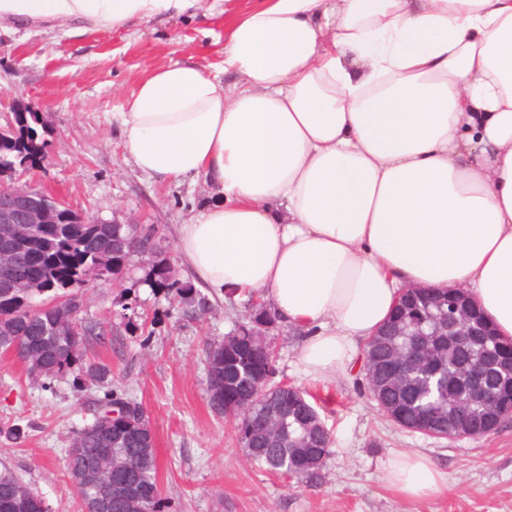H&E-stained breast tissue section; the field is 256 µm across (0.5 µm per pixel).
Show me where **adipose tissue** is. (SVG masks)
<instances>
[{
  "instance_id": "ef3b65f1",
  "label": "adipose tissue",
  "mask_w": 512,
  "mask_h": 512,
  "mask_svg": "<svg viewBox=\"0 0 512 512\" xmlns=\"http://www.w3.org/2000/svg\"><path fill=\"white\" fill-rule=\"evenodd\" d=\"M203 0H0V29L194 14ZM126 158L200 179L177 248L199 285L262 293L327 380L406 286L463 289L512 339V0H256L229 10L221 75L148 68L119 117ZM406 500L441 493L393 459Z\"/></svg>"
}]
</instances>
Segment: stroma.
<instances>
[{"mask_svg": "<svg viewBox=\"0 0 512 512\" xmlns=\"http://www.w3.org/2000/svg\"><path fill=\"white\" fill-rule=\"evenodd\" d=\"M223 60L224 0H206L193 17L133 19L118 29L43 23L1 30L0 124L20 104L46 120L47 152L36 168L17 172L18 182L102 221L155 228L177 278L192 280L177 249L178 227L198 212L208 188L200 179L162 181L136 169L112 116L125 111L146 65L188 61L216 75ZM148 279L135 258L122 278L100 277L81 291L80 316L98 332L86 358L105 365L103 379L36 377L0 354V468L18 474L49 512H81L64 453L115 390L149 415L165 512H512V419L478 441L402 428L378 409L360 369L329 381L305 377L304 333L281 322L267 336L274 380L307 391L332 434L331 454L308 484L252 465L233 419L213 411L205 387L209 348L244 322L246 303L212 295L194 310ZM402 451L428 456L447 475V489L401 498L387 466Z\"/></svg>", "mask_w": 512, "mask_h": 512, "instance_id": "1", "label": "stroma"}]
</instances>
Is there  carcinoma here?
I'll return each instance as SVG.
<instances>
[{"instance_id":"1","label":"carcinoma","mask_w":512,"mask_h":512,"mask_svg":"<svg viewBox=\"0 0 512 512\" xmlns=\"http://www.w3.org/2000/svg\"><path fill=\"white\" fill-rule=\"evenodd\" d=\"M43 126L37 112L28 115V125L19 127L11 157L21 162L29 153L45 154L47 142L38 128ZM167 254L151 228L136 237L126 236L119 224H30L26 236L15 245V259L9 267H0V289L18 285L16 296L0 298V353H12L27 370L44 376L80 372L99 377L103 368L87 361L86 341L92 328L82 325L73 311L82 306L78 294L54 296L39 308L32 307L25 287L31 283L50 290H63L81 283L98 271H114V265L135 255ZM151 286L163 289L175 299L190 303L205 302L193 296L189 282L171 281L163 269L152 270ZM467 315L475 329L473 336H452L445 328L448 311ZM239 331L226 337L229 345L217 344L208 353L206 390L210 404L234 406L251 400L244 412L235 411L237 442L246 457L270 473L286 474L300 484L320 477L330 454L328 430L314 422V406L301 399L306 392L285 384L270 385L264 391L254 387L256 379L274 370L273 351L257 349L252 337ZM364 375L374 379L373 400L395 423L410 430L429 429L434 437L448 433V399L463 400L468 378L464 372L479 368L495 401L472 405L463 410L465 432L482 437L490 424L500 425L512 418V341L494 333L481 311L457 292L421 288L399 297L398 303L363 349ZM278 412L276 430L281 438L274 442L265 436L258 418L266 410ZM143 406L130 397L116 396L105 404L102 418L85 426L66 450L64 465L69 479L83 471L88 463L110 444L125 453L130 467L129 481L141 491L143 512H163L158 486V466L153 451L151 428L119 441L112 440V421H121ZM24 486L9 470L0 472V512H47L44 500Z\"/></svg>"}]
</instances>
